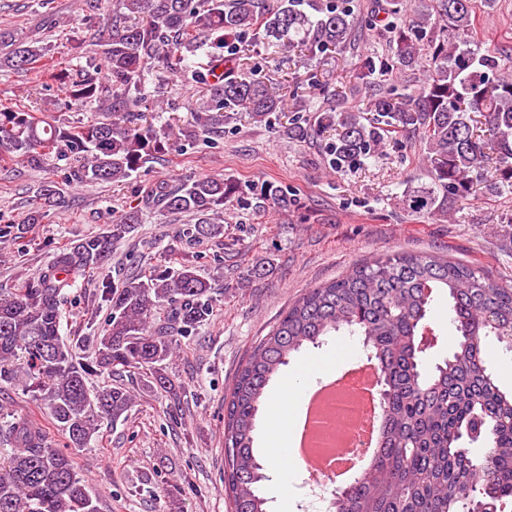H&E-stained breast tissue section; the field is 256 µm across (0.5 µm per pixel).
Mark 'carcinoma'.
<instances>
[{"instance_id": "1", "label": "carcinoma", "mask_w": 512, "mask_h": 512, "mask_svg": "<svg viewBox=\"0 0 512 512\" xmlns=\"http://www.w3.org/2000/svg\"><path fill=\"white\" fill-rule=\"evenodd\" d=\"M351 0H116L104 22L100 64L90 41L68 38L70 60L93 72L75 79L67 68L41 63L47 47L0 28V68L42 72L65 93L66 111L96 107L117 120L66 122L36 117L37 100L0 103V161L17 159L34 170L65 162L62 181L47 179L28 203L25 224H40L44 207L64 203L61 184L120 183L157 158L170 133L133 127L152 102L146 74L208 87L194 110L187 146L224 138V126L245 112L267 125L285 111L277 88L248 66L247 38L312 56L351 46L356 17ZM496 0H414L401 13L398 0H373L385 15L396 47L366 57L355 79L374 88L367 112L329 108L310 125L296 117L284 134L304 142L336 130L329 146L336 171L374 154L388 137L420 135L430 184L410 187L407 210L437 220L466 200L475 185L493 193L512 187V56L481 52L469 39L477 10ZM429 62L416 95H404L374 73L405 74ZM106 72L108 83L94 72ZM237 184L203 177L178 185L160 181L112 219L108 230L57 249L47 267L19 288L0 289V384L24 381L67 439L85 448L101 423L127 418L135 391L123 384L101 390L89 380L125 368L149 371L151 383L173 399L180 386L168 372L180 338L214 312L219 276L204 277L182 263L147 276L106 284L107 328L89 342L93 358L80 362L60 335L61 308L78 277L105 265L112 245L142 223L143 210L189 212L197 222L177 239L224 236L220 214ZM448 300L454 342L442 361L427 365L414 339L429 325L435 303ZM345 334L362 339L367 360L382 370L384 419L373 463L336 491L332 512H512V389L503 387L487 359V338L512 341V287L481 268L427 252L378 255L345 275L308 289L288 307L238 368L224 397V492L231 512H271L262 494L265 466L254 455L256 422L270 381L290 357ZM11 452L0 461V512H99L66 448H58L31 420L0 428Z\"/></svg>"}]
</instances>
